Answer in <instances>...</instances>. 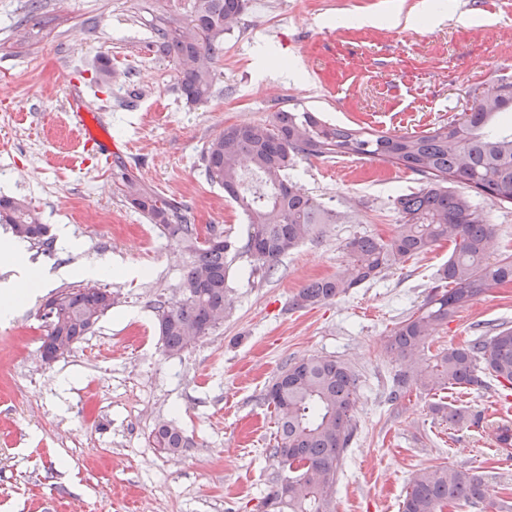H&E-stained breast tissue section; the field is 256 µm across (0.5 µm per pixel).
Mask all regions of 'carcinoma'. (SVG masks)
Masks as SVG:
<instances>
[{
    "mask_svg": "<svg viewBox=\"0 0 512 512\" xmlns=\"http://www.w3.org/2000/svg\"><path fill=\"white\" fill-rule=\"evenodd\" d=\"M156 2L152 47L177 66L179 90L186 101L202 102L212 92L224 34L239 23L247 0H189V10L181 18L167 14L165 0ZM511 112L512 83H505L461 118L423 134L331 125L314 112L284 109L265 123L228 126L209 141L202 161L209 179L221 184L247 216L246 236L240 242L222 233L214 236L213 227L208 236L214 241L207 242L180 202L122 174L126 202L162 227L189 258L182 287L191 288L190 296L157 301L162 352L180 353L194 338L207 336L224 323L231 306L226 286L229 259L245 255L252 271L269 275L318 225L345 219L288 178L297 160L360 156L402 166L419 176L423 186L396 198L401 224L390 237L348 241L344 269L307 283L294 305L325 304L448 242L452 250L436 273L438 285L387 336L385 350L396 363L388 399L397 405L413 389L435 396L450 385L481 387L487 374L512 389V326L504 323L430 360L418 358L459 308L491 288L512 283V258L490 261L496 228L486 222L473 200L476 196L512 205V124L499 123ZM454 183L465 184L470 193L455 191ZM0 224L9 225L22 240L52 249L46 226L22 199L0 195ZM104 294L105 290L86 285L46 301L41 316L42 359L53 354L59 341L73 350L93 330L109 311L93 307V301ZM357 385L352 368L333 357L302 358L281 368L264 397L276 427L269 456L280 470L285 457H295L299 470L275 481L262 500V512H335L338 474L355 431ZM430 409L451 426L475 420L462 406L436 402ZM152 443L163 453L177 455L189 447L190 439L173 423L160 421L152 431ZM490 497L482 476L443 463L411 476L400 512H443L461 499L483 504Z\"/></svg>",
    "mask_w": 512,
    "mask_h": 512,
    "instance_id": "cac0c4a2",
    "label": "carcinoma"
}]
</instances>
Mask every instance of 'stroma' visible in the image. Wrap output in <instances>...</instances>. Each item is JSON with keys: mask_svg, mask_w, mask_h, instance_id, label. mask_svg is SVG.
Segmentation results:
<instances>
[{"mask_svg": "<svg viewBox=\"0 0 512 512\" xmlns=\"http://www.w3.org/2000/svg\"><path fill=\"white\" fill-rule=\"evenodd\" d=\"M422 2L248 0L224 36L210 98L190 104L173 64L151 47L155 0H39L34 11L30 0H0V194L30 202L54 239L48 252L24 242V256L49 274L110 265L97 285L115 297L93 332L50 363L20 341L43 336L40 306L82 277L54 281L0 321V512H260L278 474L263 397L284 363L312 355L341 360L359 376L336 512H399L412 473L440 463L472 468L489 485L492 506L461 501L454 512L512 506V447L496 445L489 428L498 410L512 408V395L496 380L449 389V403L479 417L459 427L432 414V397L415 392L398 408L387 400L395 364L385 338L424 302L450 245L328 303L293 304L302 286L345 265L350 239L394 232L393 199L419 190L416 175L377 159L297 161L289 178L345 222L322 225L267 277L235 258L223 325L171 356L160 347L156 302L178 297L185 258L119 189L128 169L181 200L199 227L238 240L245 217L202 162L225 127L288 109L421 133L512 83V0H437L432 22L419 19ZM104 67L111 79L102 78ZM77 87L120 145L111 159L85 146L67 163L64 124ZM93 210L103 224L83 222ZM65 236L79 250L64 248ZM503 322L512 325V284L459 309L421 356ZM162 420L189 437L182 454L153 448Z\"/></svg>", "mask_w": 512, "mask_h": 512, "instance_id": "35a3bbf8", "label": "stroma"}]
</instances>
